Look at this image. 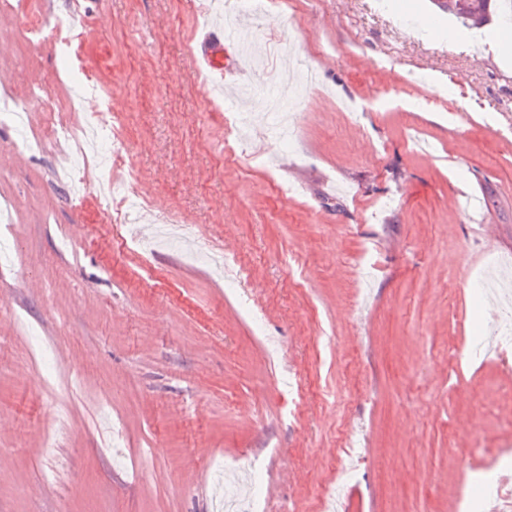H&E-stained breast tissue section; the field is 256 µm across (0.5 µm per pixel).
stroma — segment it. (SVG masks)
<instances>
[{"label": "stroma", "instance_id": "1", "mask_svg": "<svg viewBox=\"0 0 512 512\" xmlns=\"http://www.w3.org/2000/svg\"><path fill=\"white\" fill-rule=\"evenodd\" d=\"M222 3L263 13L244 142L192 61L212 0H0V93L24 118L0 121V512H214L221 495L324 512L346 439L349 512H488L464 475L512 445V354L486 349L498 326L476 286L498 273L512 300V269L490 264L512 258V62L483 54L500 19L456 27L432 0ZM57 16L84 35L88 108L124 124L131 213L192 225L210 252L113 236L97 209L111 126L61 163L50 121L83 126L79 70L26 39ZM442 76L459 91L421 107ZM272 101L287 140L267 130ZM27 137L43 151H20ZM342 453L346 457V460H351L358 455V448H352L349 442H345V446L342 448ZM344 456H340L330 465L321 497L332 496L333 489L335 486L337 487L339 485L341 476L345 473Z\"/></svg>", "mask_w": 512, "mask_h": 512}]
</instances>
